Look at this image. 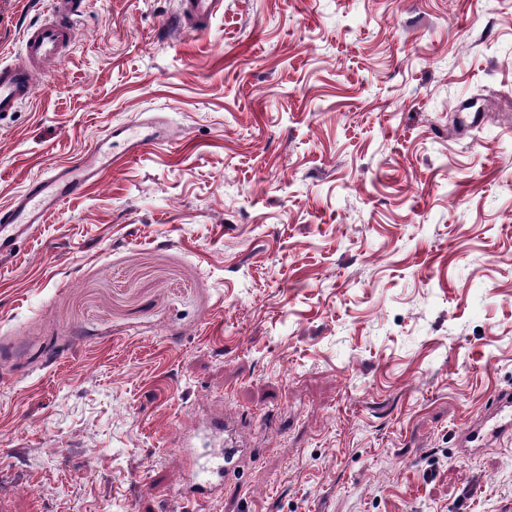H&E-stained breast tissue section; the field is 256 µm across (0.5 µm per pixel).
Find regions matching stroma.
Listing matches in <instances>:
<instances>
[{"label":"stroma","mask_w":512,"mask_h":512,"mask_svg":"<svg viewBox=\"0 0 512 512\" xmlns=\"http://www.w3.org/2000/svg\"><path fill=\"white\" fill-rule=\"evenodd\" d=\"M50 0H0V62ZM90 0L0 116V210L118 124L168 138L0 266V512H499L512 0ZM255 454L201 501L178 444ZM181 28L205 29L212 17L224 8L223 0H181ZM485 410L464 428L455 432L456 448L463 452L471 448L502 445L512 440V389L495 390Z\"/></svg>","instance_id":"1"}]
</instances>
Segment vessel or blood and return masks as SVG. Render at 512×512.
<instances>
[{
    "instance_id": "vessel-or-blood-1",
    "label": "vessel or blood",
    "mask_w": 512,
    "mask_h": 512,
    "mask_svg": "<svg viewBox=\"0 0 512 512\" xmlns=\"http://www.w3.org/2000/svg\"><path fill=\"white\" fill-rule=\"evenodd\" d=\"M180 4L181 27L198 31L205 29L211 18L224 8V0H180ZM85 7V0H53V19L27 29L23 61L0 65L1 113L15 111L33 97L37 73L46 61L62 57L74 39L73 21ZM119 133L123 137V157L127 160L137 157L158 139L156 127L150 123L125 125ZM114 163V158H102L99 149L94 148L21 191L10 207L0 212V260L11 259L19 239L28 236L37 225L47 223L72 196L96 182ZM511 441V388L495 390L485 410L455 434L456 446L464 452ZM185 450L188 457L202 460L198 468L190 471L187 486L188 491L201 495L223 492L235 477L244 453L220 414L211 419L200 441L187 443Z\"/></svg>"
}]
</instances>
